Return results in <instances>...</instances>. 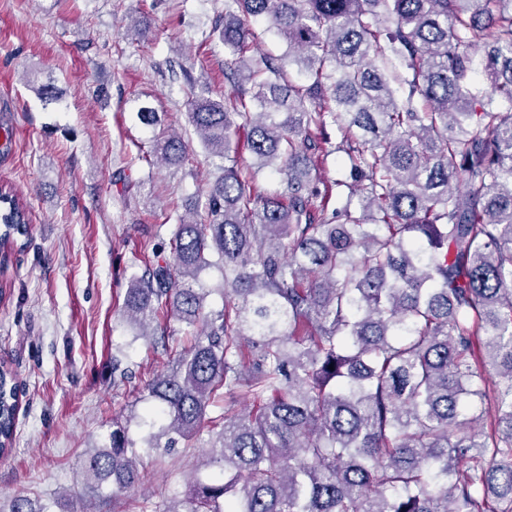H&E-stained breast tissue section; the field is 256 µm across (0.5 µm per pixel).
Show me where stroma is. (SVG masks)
Returning <instances> with one entry per match:
<instances>
[{
  "instance_id": "35a3bbf8",
  "label": "stroma",
  "mask_w": 512,
  "mask_h": 512,
  "mask_svg": "<svg viewBox=\"0 0 512 512\" xmlns=\"http://www.w3.org/2000/svg\"><path fill=\"white\" fill-rule=\"evenodd\" d=\"M224 0H0V187L26 206L29 224L0 266V367L21 396L12 451L0 456V512L27 497L53 512H140L181 498L209 474L201 438L143 458V484L87 498L82 464L113 423L134 441L145 430L147 386L166 370V346H189L177 319L167 345L137 338L123 314L130 281L178 215L208 187V157L186 117L189 81L214 97L233 58L212 34ZM147 30L127 36L129 20ZM49 83L48 105L36 86ZM163 112L189 144L179 168L138 159L150 134L134 108Z\"/></svg>"
}]
</instances>
